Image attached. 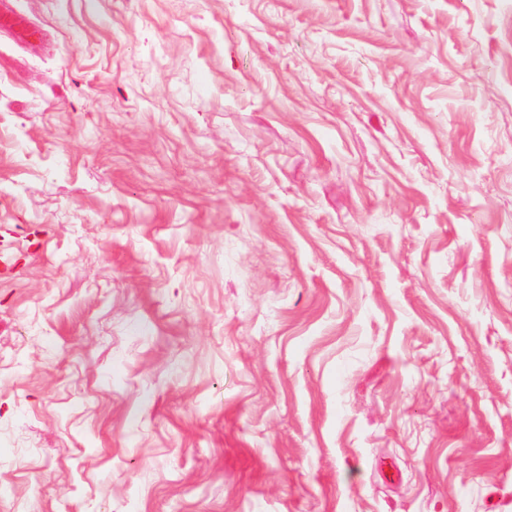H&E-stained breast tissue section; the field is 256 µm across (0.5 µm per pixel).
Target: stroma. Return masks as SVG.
Returning a JSON list of instances; mask_svg holds the SVG:
<instances>
[{"instance_id": "35a3bbf8", "label": "stroma", "mask_w": 512, "mask_h": 512, "mask_svg": "<svg viewBox=\"0 0 512 512\" xmlns=\"http://www.w3.org/2000/svg\"><path fill=\"white\" fill-rule=\"evenodd\" d=\"M0 512H512V0H10Z\"/></svg>"}]
</instances>
